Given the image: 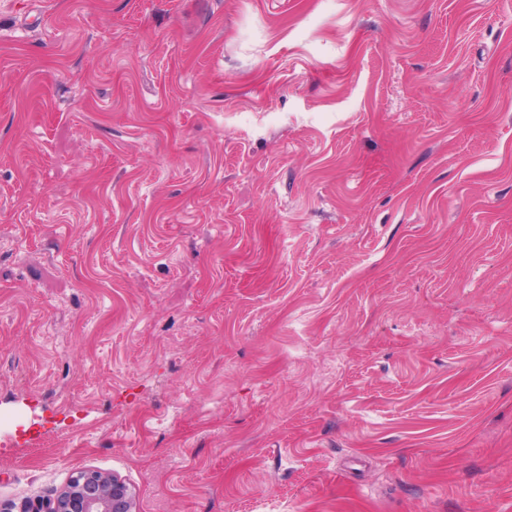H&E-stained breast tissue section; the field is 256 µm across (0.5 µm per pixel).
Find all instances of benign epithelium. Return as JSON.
<instances>
[{"mask_svg": "<svg viewBox=\"0 0 512 512\" xmlns=\"http://www.w3.org/2000/svg\"><path fill=\"white\" fill-rule=\"evenodd\" d=\"M136 493L114 474L86 469L73 474L38 512H135Z\"/></svg>", "mask_w": 512, "mask_h": 512, "instance_id": "7a95c632", "label": "benign epithelium"}]
</instances>
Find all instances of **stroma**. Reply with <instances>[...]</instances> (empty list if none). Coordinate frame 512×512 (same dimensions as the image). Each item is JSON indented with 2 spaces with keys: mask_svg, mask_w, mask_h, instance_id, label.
I'll list each match as a JSON object with an SVG mask.
<instances>
[{
  "mask_svg": "<svg viewBox=\"0 0 512 512\" xmlns=\"http://www.w3.org/2000/svg\"><path fill=\"white\" fill-rule=\"evenodd\" d=\"M512 512V0H0V506ZM135 505V491L116 475L86 469L37 512H135Z\"/></svg>",
  "mask_w": 512,
  "mask_h": 512,
  "instance_id": "stroma-1",
  "label": "stroma"
}]
</instances>
